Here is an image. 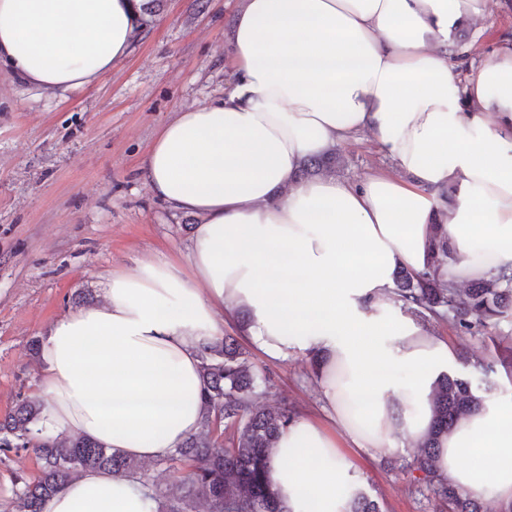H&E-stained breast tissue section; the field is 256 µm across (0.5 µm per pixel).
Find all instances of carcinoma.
<instances>
[{"label":"carcinoma","mask_w":512,"mask_h":512,"mask_svg":"<svg viewBox=\"0 0 512 512\" xmlns=\"http://www.w3.org/2000/svg\"><path fill=\"white\" fill-rule=\"evenodd\" d=\"M336 158L306 160L301 174L335 171ZM394 298L414 313L446 317L461 333L486 327L512 313V277L482 279L468 289L467 299L434 272L398 273ZM201 429L180 448L161 459L172 473L170 488L161 491L134 459L121 456L94 440L47 434L38 427L42 403L23 399L0 417V451L32 449L42 461L39 478L14 479L13 512H40L42 502L63 484L87 470L138 475L156 512H284L270 482L273 448L294 418L281 404L257 407L253 395L259 376L244 358L241 343L229 334L203 345L200 353ZM433 421L419 443L417 482L424 483L445 512H483L480 500L448 484L437 474L440 440L462 417L472 413L479 399L471 382L443 374L433 389ZM346 512H382L379 502L364 490L351 495Z\"/></svg>","instance_id":"1"}]
</instances>
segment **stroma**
Wrapping results in <instances>:
<instances>
[{
  "mask_svg": "<svg viewBox=\"0 0 512 512\" xmlns=\"http://www.w3.org/2000/svg\"><path fill=\"white\" fill-rule=\"evenodd\" d=\"M237 5L164 0L104 80L62 95L0 68V417L35 396L40 372L30 344L78 309L79 298L98 303L112 273H135L145 259L186 263L198 219L154 198L143 165L175 112L223 97L233 68L224 32ZM336 152V175L348 182L394 168L368 137ZM433 326L453 346L449 374L469 379L482 398L505 393L496 339L512 342V316L472 334L441 319ZM248 357L260 373L256 403L278 400L319 416L313 353L276 361L252 349ZM418 453L414 443L373 458L353 453L364 490L384 512H436L414 480ZM39 471L33 451L0 453V512H11L14 477Z\"/></svg>",
  "mask_w": 512,
  "mask_h": 512,
  "instance_id": "35a3bbf8",
  "label": "stroma"
}]
</instances>
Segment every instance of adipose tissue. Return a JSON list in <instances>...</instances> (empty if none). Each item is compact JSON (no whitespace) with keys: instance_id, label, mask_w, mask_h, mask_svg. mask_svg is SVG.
I'll return each mask as SVG.
<instances>
[{"instance_id":"1","label":"adipose tissue","mask_w":512,"mask_h":512,"mask_svg":"<svg viewBox=\"0 0 512 512\" xmlns=\"http://www.w3.org/2000/svg\"><path fill=\"white\" fill-rule=\"evenodd\" d=\"M147 0H0V66L48 94L98 83L142 29ZM487 0H241L225 31L222 98L177 112L144 174L196 215L187 264L140 262L103 299L56 321L42 345L45 430L139 461L199 431L200 346L234 324L261 354L318 355L325 423L295 418L271 480L290 512H343L373 457L419 441L433 385L455 358L396 310L394 276L432 267L433 235L456 251L440 277L512 274V36L459 67L454 33ZM370 136L395 161L356 182L302 180V162ZM456 194H449V186ZM438 472L512 503V396L485 400L440 443ZM139 478L90 470L42 512H151Z\"/></svg>"}]
</instances>
